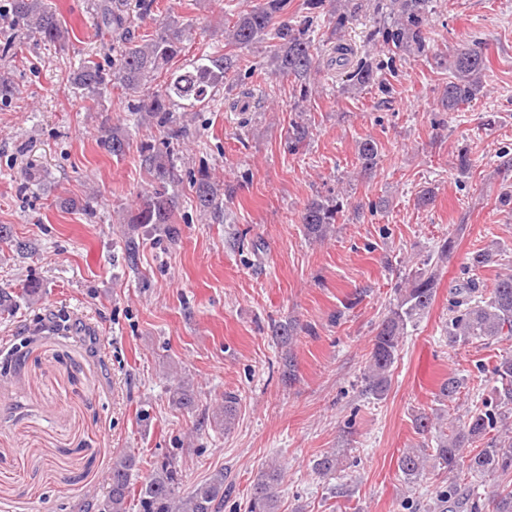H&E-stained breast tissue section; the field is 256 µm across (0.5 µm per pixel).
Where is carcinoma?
Returning <instances> with one entry per match:
<instances>
[{
	"mask_svg": "<svg viewBox=\"0 0 512 512\" xmlns=\"http://www.w3.org/2000/svg\"><path fill=\"white\" fill-rule=\"evenodd\" d=\"M155 0H97L96 27L119 33V46L112 57V72L95 59H84L68 77L70 85L83 98L92 102L101 96L110 83L117 79L122 87L133 93L138 102L133 114L138 120L164 131L180 122L179 110H188L211 99L212 94L224 86V78L233 67L229 57L195 62L192 69L171 77L154 90L153 83L178 54L183 29L175 22L160 27L149 39L136 40L127 27L130 11L139 13L152 10ZM432 0H336V23L330 34L327 65L344 78L345 88L358 90L377 87L389 92V84L382 78L385 63L375 57L358 52L343 39V30L350 20L371 12L380 17L382 25L370 35L373 45H379L392 54L399 52L423 53L429 41L427 17ZM288 0H264V3L241 13L225 28L231 40L238 45H251L270 37L271 65L274 71L293 78L306 97L309 84L321 72L320 48L311 38L313 20L306 17L295 24L283 16ZM11 18L12 26L38 36L50 43L69 40L68 29L60 23L47 0H0V17ZM453 79L443 93L444 109L455 112L463 104L477 99L483 89L486 61L474 47H464L452 55L450 62ZM309 136V127L295 121L288 130L291 145L297 147ZM104 145L115 156L125 153L127 132L113 127L108 130ZM141 162L154 181L149 194L142 197L127 223L139 227L161 228L168 235L176 234L173 213L177 207L175 196L168 186L178 181V169L173 154L152 144L140 148ZM378 145L366 139L358 145V160L363 171L377 164ZM196 205L203 209L218 207V194L210 180L202 176L193 181ZM343 201L332 197L315 199L308 203L302 214L306 236L320 239L327 235L331 225L342 212ZM140 238L127 237L125 260L138 265ZM502 250L493 245L480 249L467 257L464 271H476L499 262ZM438 283V268H419L411 276L409 286L399 289L396 303L381 321L372 339L364 379L366 391L380 397L388 389L392 368L398 359L399 345L408 333V326L416 325L433 304ZM453 316L448 320L446 333L450 342L468 344L500 336H512V273L497 275L490 291L482 289L478 279L469 277L456 285L450 299ZM492 395L469 408L465 414L445 417L442 412L431 415L420 413L414 418L415 431L428 435L434 431L436 447L413 448L402 452L397 466L408 481L422 476L428 461L448 473V508L460 512L464 505L478 510L469 498L459 496L457 480L462 472L471 477L496 476L502 484L492 492L493 512H512V355L501 357L493 365ZM466 385L465 378L448 375L440 385L439 401L452 402ZM238 397L224 394L222 411L216 422L229 428L236 417ZM480 443L483 448L474 454L465 449ZM139 459L122 454L112 460L111 482L104 498L95 504L97 512H129L130 480L138 469ZM282 470L272 464L260 472L252 487L248 512H277V488ZM140 512H224V470H219L186 494H181V475L175 462L166 458L156 464L152 476L138 491Z\"/></svg>",
	"mask_w": 512,
	"mask_h": 512,
	"instance_id": "cac0c4a2",
	"label": "carcinoma"
}]
</instances>
